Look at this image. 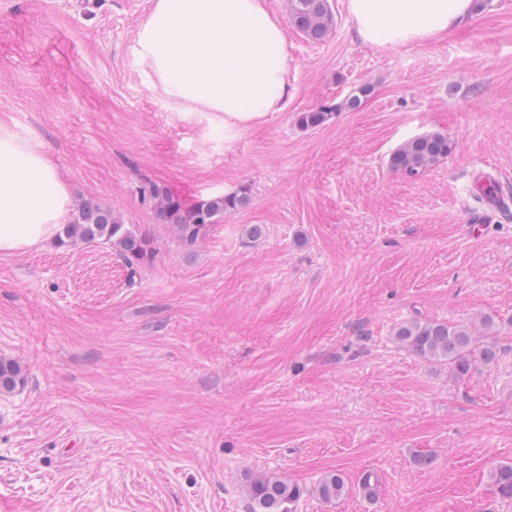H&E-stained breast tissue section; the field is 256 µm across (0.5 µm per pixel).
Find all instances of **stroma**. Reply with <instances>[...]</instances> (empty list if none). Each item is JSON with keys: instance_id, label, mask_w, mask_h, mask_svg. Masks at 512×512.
Listing matches in <instances>:
<instances>
[{"instance_id": "1", "label": "stroma", "mask_w": 512, "mask_h": 512, "mask_svg": "<svg viewBox=\"0 0 512 512\" xmlns=\"http://www.w3.org/2000/svg\"><path fill=\"white\" fill-rule=\"evenodd\" d=\"M154 2L0 0V123L42 144L71 206L100 201L156 247L134 275L105 244L0 255V358L24 374L0 392V512H249L255 474L299 485L295 512H512L490 478L512 463V209L478 187L512 197V0L385 47L359 41L347 0L320 42L266 0L288 94L224 136L131 54ZM431 132L446 158L389 169ZM147 180L187 205L251 200L188 246L142 203ZM415 319L490 321L500 355L454 375L395 343ZM336 472L348 492L322 502ZM451 148V141L441 133L419 135L395 149L388 158V166L395 172L414 178L447 157Z\"/></svg>"}]
</instances>
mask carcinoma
<instances>
[{
    "mask_svg": "<svg viewBox=\"0 0 512 512\" xmlns=\"http://www.w3.org/2000/svg\"><path fill=\"white\" fill-rule=\"evenodd\" d=\"M290 18L292 27L314 42L324 40L334 26L329 0H291ZM333 112L335 109L330 107L302 112L297 122L303 128H315L331 119ZM451 148V141L441 133L419 135L395 149L388 158V166L414 178L448 156ZM140 193L142 202L154 210L160 221L175 226L181 241L188 245L202 239L218 218L250 202L246 187L202 198L188 208L154 182H146L140 187ZM97 240L109 243L130 266L149 263L155 255L149 236L127 228L111 209L89 199L78 206L73 220L64 225L59 241L78 244ZM393 338L400 346L423 357L448 361L452 371L461 376L477 364L493 363L500 354L497 345L487 337L449 322L409 321L394 330ZM20 382L19 365L1 359L0 391L10 392ZM491 479L502 497L512 498V464L496 467ZM247 491L252 502L250 512H294V505L301 496L298 486L265 474L251 477ZM315 492L323 501L333 502L345 494V481L338 473L328 474L318 482Z\"/></svg>",
    "mask_w": 512,
    "mask_h": 512,
    "instance_id": "cac0c4a2",
    "label": "carcinoma"
}]
</instances>
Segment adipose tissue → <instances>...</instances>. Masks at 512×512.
<instances>
[{
  "mask_svg": "<svg viewBox=\"0 0 512 512\" xmlns=\"http://www.w3.org/2000/svg\"><path fill=\"white\" fill-rule=\"evenodd\" d=\"M367 45L425 44L475 16L474 0H347ZM170 103L216 113L225 131L262 120L287 92L288 46L265 0H155L130 45ZM64 178L42 145L0 124V254L54 239L69 209Z\"/></svg>",
  "mask_w": 512,
  "mask_h": 512,
  "instance_id": "ef3b65f1",
  "label": "adipose tissue"
}]
</instances>
